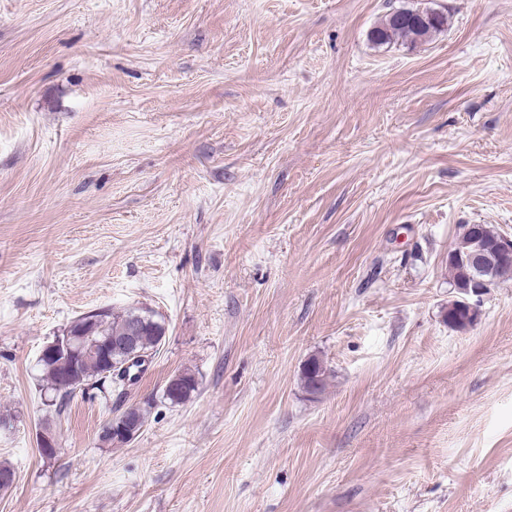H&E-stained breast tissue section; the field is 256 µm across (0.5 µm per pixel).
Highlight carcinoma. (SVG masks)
Returning a JSON list of instances; mask_svg holds the SVG:
<instances>
[{
	"label": "carcinoma",
	"instance_id": "obj_1",
	"mask_svg": "<svg viewBox=\"0 0 512 512\" xmlns=\"http://www.w3.org/2000/svg\"><path fill=\"white\" fill-rule=\"evenodd\" d=\"M448 26L447 15L438 12L434 22L423 24L411 15H401L398 11L388 13L382 23L372 28L369 40L376 46L389 45L400 41L414 46L431 39ZM480 275L500 283L512 281V262L488 265L481 269ZM139 318L140 326L132 346L122 341L128 328ZM69 330L78 339L77 356L65 358L50 352H41L38 366L41 371L43 389L48 394L49 402L63 412L68 401L77 388H83L95 379L105 378L108 365L101 358V349L107 341H112L110 356L114 371L121 370V365L131 362L128 375L139 370L140 362L132 360L131 354L139 353L141 357H152L166 336L165 322L142 308H130L114 315L109 311H90L71 322ZM329 372L323 361L318 358L308 359L301 370L303 389L311 395L324 392ZM199 379L195 373L183 370L176 373L163 389L162 398L172 405H180L198 391Z\"/></svg>",
	"mask_w": 512,
	"mask_h": 512
}]
</instances>
